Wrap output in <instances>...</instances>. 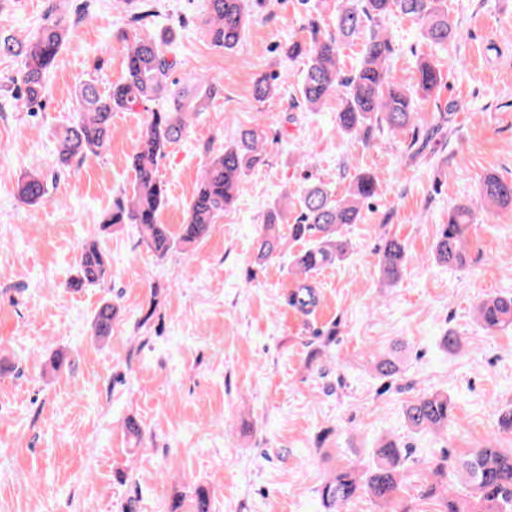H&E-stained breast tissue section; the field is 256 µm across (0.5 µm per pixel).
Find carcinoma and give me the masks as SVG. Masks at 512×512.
Here are the masks:
<instances>
[{
  "mask_svg": "<svg viewBox=\"0 0 512 512\" xmlns=\"http://www.w3.org/2000/svg\"><path fill=\"white\" fill-rule=\"evenodd\" d=\"M207 14L202 24L213 46L226 51L240 43L248 12L247 0H207ZM336 33L323 34L317 22L310 20L308 40L288 44V58L306 59L298 93L310 111L329 97L343 95L342 108L336 113V128L351 139L369 140L373 129L383 124L396 130L408 126L418 112V100L435 94L442 85V73L431 60L418 63L416 90L397 84L391 77L387 61L392 53L391 36L382 28L393 12L411 15L422 23L426 39L436 46H446L456 39L457 25L448 17L443 0H336ZM141 10L131 13L126 43L125 75L101 94L94 85L83 83L77 90L80 112L78 121L59 128L57 174L70 169L73 161L81 162L102 151L112 134V113L132 111L140 106L148 112L131 156L134 174L129 199L119 200L103 215L100 231L111 233L125 224L139 226L146 246L163 257L176 244L186 251L203 240L211 225L237 201L248 173L264 162L265 133L259 127L244 129L239 138L212 152L187 206V217L172 233L160 223L159 215L166 203V187L159 179L158 166L166 148L178 141L190 126V119L206 111L221 88L208 77H198L188 86L169 81L174 68L170 51L164 43L139 34V26L151 14L152 4L139 0ZM56 14L52 6L45 23L27 40L13 36L0 37V55L22 57V67L15 82L20 107L29 109L45 96L46 81L73 29L82 21ZM371 26L363 44L359 65L347 76L341 66L343 39ZM278 89L274 74L262 73L253 83V94L263 101ZM158 100L165 104L149 108ZM378 176L371 171L359 173L348 192L340 199L319 184H309L297 191L299 215L288 223V201L279 200L267 214L257 233L255 262L267 264L285 251L286 240L307 243L293 256L296 274L295 290L289 304L308 311L318 303L311 278L326 266L340 261L350 249L342 230L357 223L361 204L373 198ZM480 200L489 206L512 208V180L495 175L485 176L479 183ZM19 201L33 206L50 201L48 176L41 171L24 174L18 185ZM474 210L469 203H459L448 211V223L441 225L434 243L438 262L463 268L470 257L466 231L473 223ZM288 225L283 235L281 225ZM409 255L397 238L385 241L380 256V272L384 282L392 286L401 278ZM110 276L108 256L90 243L83 246L77 275L71 288L101 285ZM117 308L112 300H104L97 308L91 330L100 341L109 339ZM476 321L487 333L512 329V296L495 295L481 300L474 309ZM405 419L414 430H446L455 422L452 400L444 394L425 395L405 409ZM405 448L387 439L375 450L374 464L364 470L343 466L327 478L320 497L326 512H345L361 494L376 503L394 504L397 493L407 480L402 460ZM435 484L424 491L444 493L440 512H512V448H499L488 443L461 457L442 455L433 464Z\"/></svg>",
  "mask_w": 512,
  "mask_h": 512,
  "instance_id": "1",
  "label": "carcinoma"
}]
</instances>
